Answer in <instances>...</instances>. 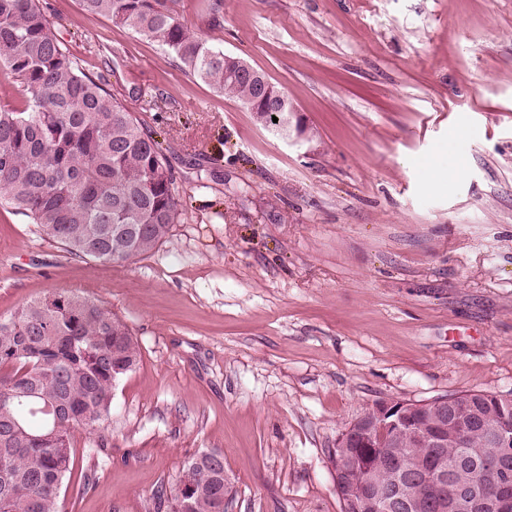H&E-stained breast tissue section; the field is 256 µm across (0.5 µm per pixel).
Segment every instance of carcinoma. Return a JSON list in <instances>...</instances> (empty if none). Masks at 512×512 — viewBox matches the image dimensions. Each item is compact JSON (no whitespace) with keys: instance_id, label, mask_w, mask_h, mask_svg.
<instances>
[{"instance_id":"carcinoma-1","label":"carcinoma","mask_w":512,"mask_h":512,"mask_svg":"<svg viewBox=\"0 0 512 512\" xmlns=\"http://www.w3.org/2000/svg\"><path fill=\"white\" fill-rule=\"evenodd\" d=\"M80 5L159 43L260 124L305 133L275 87L179 20V0ZM0 74L16 93L0 101V205L77 257L123 264L152 254L182 214L169 159L146 124L70 58L37 0H0ZM139 358L127 325L74 293H53L0 320V512H60L74 432L109 416L114 387ZM455 398L460 416L482 432L450 438L440 452L422 438L378 433L356 444L350 481L377 459L398 456L409 467L405 478L462 467L469 482L496 494L502 477L491 464L505 453L512 461V443L500 447L496 431L512 435V399ZM223 473L218 452L187 462L171 512H224Z\"/></svg>"}]
</instances>
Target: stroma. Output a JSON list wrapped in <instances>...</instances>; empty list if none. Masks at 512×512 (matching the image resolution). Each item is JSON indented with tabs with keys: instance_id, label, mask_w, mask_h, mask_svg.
I'll return each instance as SVG.
<instances>
[{
	"instance_id": "1",
	"label": "stroma",
	"mask_w": 512,
	"mask_h": 512,
	"mask_svg": "<svg viewBox=\"0 0 512 512\" xmlns=\"http://www.w3.org/2000/svg\"><path fill=\"white\" fill-rule=\"evenodd\" d=\"M39 6L161 131L182 204L121 265L0 207V318L73 292L140 348L108 420L74 434L61 512H155L203 451L224 456L228 512H342L332 451L376 402L512 398V0H224L217 27L181 0L306 140L78 0Z\"/></svg>"
}]
</instances>
